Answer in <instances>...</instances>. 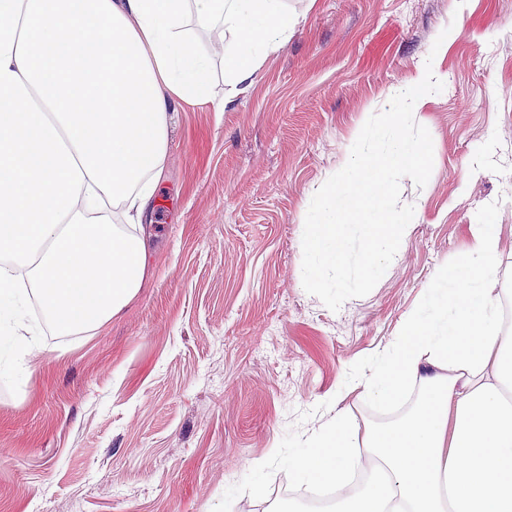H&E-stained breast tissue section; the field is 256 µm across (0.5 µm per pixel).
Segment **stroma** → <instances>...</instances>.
<instances>
[{"label": "stroma", "instance_id": "obj_1", "mask_svg": "<svg viewBox=\"0 0 512 512\" xmlns=\"http://www.w3.org/2000/svg\"><path fill=\"white\" fill-rule=\"evenodd\" d=\"M294 34L224 111L180 103L147 221L153 276L103 328L0 362V512H279L280 459L322 415L385 413L345 374L399 336L435 276L493 219L512 289V0H284ZM444 84L415 120L428 183L402 259L329 310L299 286L302 217L364 113L425 61ZM261 461L248 470V462Z\"/></svg>", "mask_w": 512, "mask_h": 512}]
</instances>
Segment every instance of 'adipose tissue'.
Returning a JSON list of instances; mask_svg holds the SVG:
<instances>
[{
  "instance_id": "adipose-tissue-1",
  "label": "adipose tissue",
  "mask_w": 512,
  "mask_h": 512,
  "mask_svg": "<svg viewBox=\"0 0 512 512\" xmlns=\"http://www.w3.org/2000/svg\"><path fill=\"white\" fill-rule=\"evenodd\" d=\"M233 37L223 97L190 27ZM295 26L283 0H0V326L35 289L65 333L98 329L150 275L144 219L175 102L228 105ZM497 227L424 289L402 333L355 373L373 406L413 405L361 432L345 409L283 464L337 495L329 512H512V324ZM368 479L356 493V470Z\"/></svg>"
}]
</instances>
